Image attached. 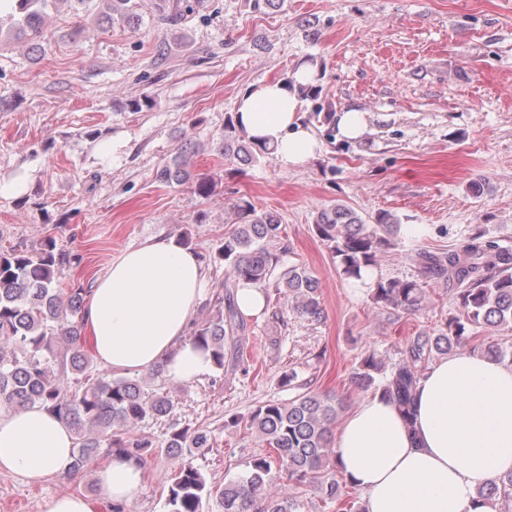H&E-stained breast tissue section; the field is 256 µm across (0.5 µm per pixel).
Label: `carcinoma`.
Here are the masks:
<instances>
[{
  "label": "carcinoma",
  "instance_id": "obj_1",
  "mask_svg": "<svg viewBox=\"0 0 512 512\" xmlns=\"http://www.w3.org/2000/svg\"><path fill=\"white\" fill-rule=\"evenodd\" d=\"M59 0H7L15 20L17 38L27 40L30 58L42 59L49 48L43 38L46 10ZM164 20L177 26L191 0H156ZM137 0H109L108 11L98 16L101 25H112L118 15L128 22L139 19ZM321 85L300 89L302 101L314 102L313 117L333 140L335 113L317 103ZM224 159L251 165L273 157L269 147L254 142L233 116L224 121L220 146ZM187 144L178 148L172 161L156 170V179L166 185L192 182L194 193L210 196L209 179L191 181L186 156ZM399 222L384 212L368 221L344 204L329 203L318 208L314 232L347 277L361 278L374 267L380 252L392 245ZM282 224L277 213L260 211L247 199L235 204V227L224 236L218 258L228 277L260 288L270 284L280 256L270 245L281 240ZM418 276L412 279L379 280L371 299L382 308L416 310L429 289L442 286L456 291L458 312L442 322L438 332L421 333L406 341L401 359L390 369L372 354L364 356L353 382L380 394L394 405L408 425H413V396L423 377L425 364L436 355H446L466 342L470 327L490 325L512 331V251L485 238L477 230L463 244L444 252L420 251L412 257ZM68 255L56 250L53 239L38 249L19 246L0 249V410L39 406L58 415L70 426L74 438L72 468L82 469L102 446L115 457L143 460L154 447L153 440L138 433L139 424L170 414L168 396L146 388L137 377H112L90 371L84 333L85 299L90 289L80 281L65 293L56 287ZM284 297L301 315L321 321L324 309L318 278L303 265H290L276 282ZM216 310L196 324L189 341L211 353L213 366L224 369V361L237 363L239 336L246 330L230 288L217 295ZM343 399L334 394L304 391L288 402L268 401L251 412L245 425L273 449L250 463L243 477L215 489L188 457L194 448H206L209 436L201 430L172 433L167 452L182 459L168 489V512H203V500L211 497L223 512H300L298 494L315 487L324 502L341 500V485L327 472L335 461L330 448L331 426ZM277 466L279 479L294 494L274 491L270 478ZM487 505L500 499L512 501V471L498 476L480 490Z\"/></svg>",
  "mask_w": 512,
  "mask_h": 512
}]
</instances>
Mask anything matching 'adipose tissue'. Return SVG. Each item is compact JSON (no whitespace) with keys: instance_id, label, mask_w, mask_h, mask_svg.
Listing matches in <instances>:
<instances>
[{"instance_id":"1","label":"adipose tissue","mask_w":512,"mask_h":512,"mask_svg":"<svg viewBox=\"0 0 512 512\" xmlns=\"http://www.w3.org/2000/svg\"><path fill=\"white\" fill-rule=\"evenodd\" d=\"M237 117L282 166H303L322 150L296 91L282 82L244 90ZM206 289L197 253L175 238L126 249L97 278L85 307L101 364L131 374L162 363L178 379L207 372L208 353L186 339ZM72 448L68 424L45 408L0 412L1 471L31 481H77ZM333 448L341 474L363 496L364 512H489L480 488L512 471V364L470 352L444 358L419 383L413 426L374 395L347 415ZM97 483V498L133 500L142 491L141 465L113 460Z\"/></svg>"}]
</instances>
